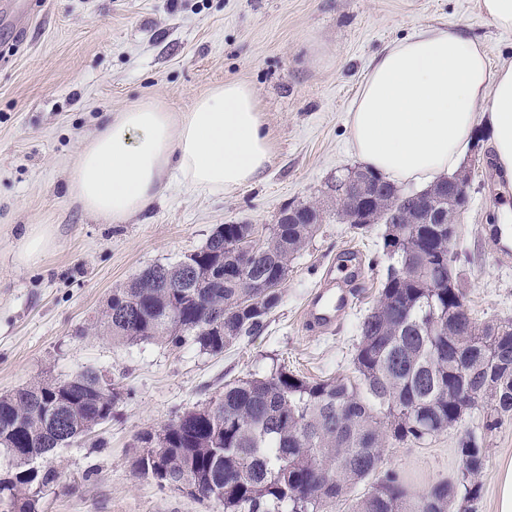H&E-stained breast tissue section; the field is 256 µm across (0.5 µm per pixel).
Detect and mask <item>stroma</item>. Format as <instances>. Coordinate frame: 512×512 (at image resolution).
I'll return each instance as SVG.
<instances>
[{"mask_svg":"<svg viewBox=\"0 0 512 512\" xmlns=\"http://www.w3.org/2000/svg\"><path fill=\"white\" fill-rule=\"evenodd\" d=\"M27 21L24 44L13 41ZM459 26L480 39L491 70L512 63V32L499 31L479 0H9L0 4V395L32 381L92 370L120 399L111 419L48 464L57 477L38 492V512H222L140 477V437L208 404L226 384L287 368L309 378L348 376L358 323L381 288L384 225L363 233L336 218L329 186L357 166L348 130L372 59L427 28ZM255 93L273 158L254 182L211 194L171 180L145 213L106 224L73 200L70 172L82 145L113 113L143 99L185 111L215 85ZM467 209L453 249L465 303L478 321H512V260L484 240L495 233L501 183L485 135L464 161ZM320 203L327 214L296 254L262 335L211 355L196 345H117L97 333L113 290L147 267L179 260L219 224L267 231L282 208ZM53 224L56 247L34 267L14 260L26 225ZM363 261L360 297L335 331L316 333L302 312L338 254ZM482 407L423 445L387 444L381 470L411 492L460 470L458 441L482 438L479 498L450 512H496L502 462L512 459V416L484 427Z\"/></svg>","mask_w":512,"mask_h":512,"instance_id":"1","label":"stroma"}]
</instances>
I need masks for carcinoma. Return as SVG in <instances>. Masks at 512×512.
Returning <instances> with one entry per match:
<instances>
[{"mask_svg": "<svg viewBox=\"0 0 512 512\" xmlns=\"http://www.w3.org/2000/svg\"><path fill=\"white\" fill-rule=\"evenodd\" d=\"M402 224L376 210L375 224H389L397 261L410 259L407 276L388 267L378 299L360 321L353 375L308 380L284 368L267 377L239 379L202 408L185 412L150 444L169 480L197 486L200 497L222 491L224 512H449L456 501L473 502L486 448L469 435L458 442L461 476L411 494L406 480L378 475L389 441L423 445L456 425L476 404L485 405L491 431L512 415V322H477L464 308L456 256L448 254V225L407 222L417 211L411 195ZM323 211L300 204L284 208L261 251L241 269L237 242L252 224H220L197 251L167 265L149 267L112 291L99 331L118 345L191 341L211 354L245 337L261 335L281 298L274 281L288 277L291 258L307 245ZM224 321V335L201 325ZM35 381L0 395V447L11 476L0 481L4 512H37L38 490L55 480L36 462L112 418L119 393L99 385L92 370L73 383ZM70 397L77 428L62 437L52 422L55 404ZM366 483L350 497L347 490Z\"/></svg>", "mask_w": 512, "mask_h": 512, "instance_id": "carcinoma-1", "label": "carcinoma"}]
</instances>
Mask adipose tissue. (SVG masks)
I'll return each mask as SVG.
<instances>
[{"mask_svg": "<svg viewBox=\"0 0 512 512\" xmlns=\"http://www.w3.org/2000/svg\"><path fill=\"white\" fill-rule=\"evenodd\" d=\"M481 122L512 189V65L490 71L483 45L452 28L416 33L375 57L348 119L360 163L399 182L457 171ZM272 155L253 90L227 81L183 112L148 99L113 113L83 145L68 188L84 210L124 224L151 207L169 177L224 193L255 181ZM56 240L53 225H29L17 264H39Z\"/></svg>", "mask_w": 512, "mask_h": 512, "instance_id": "adipose-tissue-1", "label": "adipose tissue"}]
</instances>
